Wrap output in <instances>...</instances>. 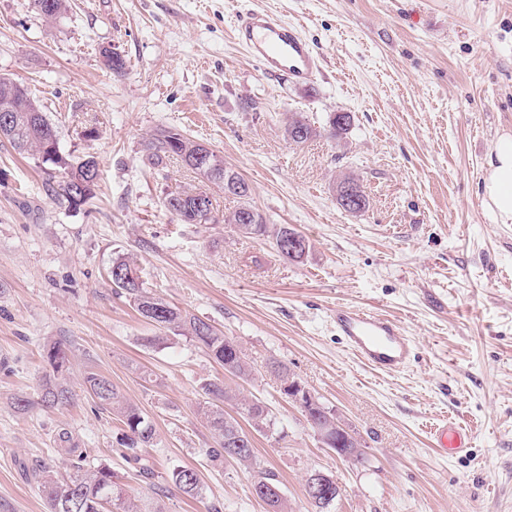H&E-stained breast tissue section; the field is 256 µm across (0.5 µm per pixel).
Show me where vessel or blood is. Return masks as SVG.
Masks as SVG:
<instances>
[{
	"label": "vessel or blood",
	"mask_w": 512,
	"mask_h": 512,
	"mask_svg": "<svg viewBox=\"0 0 512 512\" xmlns=\"http://www.w3.org/2000/svg\"><path fill=\"white\" fill-rule=\"evenodd\" d=\"M236 38L251 60L268 77H286L299 86L311 84L322 71V59L298 24L258 8L238 12ZM336 331L357 358L368 367L396 373L415 355L410 336L392 319L360 307H337L333 314ZM435 445L454 454L467 447L468 437L456 424L446 423L435 431Z\"/></svg>",
	"instance_id": "1"
}]
</instances>
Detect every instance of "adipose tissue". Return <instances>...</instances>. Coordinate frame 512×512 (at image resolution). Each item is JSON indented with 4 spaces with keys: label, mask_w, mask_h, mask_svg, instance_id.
I'll use <instances>...</instances> for the list:
<instances>
[{
    "label": "adipose tissue",
    "mask_w": 512,
    "mask_h": 512,
    "mask_svg": "<svg viewBox=\"0 0 512 512\" xmlns=\"http://www.w3.org/2000/svg\"><path fill=\"white\" fill-rule=\"evenodd\" d=\"M483 202L502 222L512 221V133L501 134L483 179Z\"/></svg>",
    "instance_id": "1"
}]
</instances>
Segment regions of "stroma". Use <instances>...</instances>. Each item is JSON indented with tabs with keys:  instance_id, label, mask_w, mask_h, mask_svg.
Returning a JSON list of instances; mask_svg holds the SVG:
<instances>
[{
	"instance_id": "35a3bbf8",
	"label": "stroma",
	"mask_w": 512,
	"mask_h": 512,
	"mask_svg": "<svg viewBox=\"0 0 512 512\" xmlns=\"http://www.w3.org/2000/svg\"><path fill=\"white\" fill-rule=\"evenodd\" d=\"M46 22L32 0H0V77L30 90L61 153L97 162L79 209L64 173L0 141V512H46L31 468L68 475V432L88 462L112 468L140 512H266L257 473L273 475L288 512H312L305 480L333 474L331 512H512V223L485 207L498 135L512 132V0H69ZM301 24L322 58L314 84L265 77L233 38L245 6ZM112 49L123 74L104 64ZM301 112L316 128L346 112L340 138L290 143ZM177 128L224 157L268 223L302 233V261L228 224L238 197L210 187L213 224H180L171 193L196 185L181 161L152 168L147 141ZM369 197L350 213L336 182ZM133 257L144 287L234 339L251 366L225 372L189 336L159 332L109 278ZM394 319L417 346L405 371L379 374L336 333L337 306ZM71 345L69 405L19 410L46 374L44 349ZM331 410L361 461L339 458L282 391L275 366ZM110 378L155 429L142 476L116 442L123 424L83 386ZM263 402L256 465L209 461L198 413L205 383ZM471 436L436 450L442 421ZM195 468L192 498L170 481ZM345 187H350L351 189L356 190L358 193L357 195L361 201L356 196H348L347 193H351V190H346L344 192V199L342 202L346 206L350 205L353 208L356 207L355 203L362 204V206L358 204V207H356L355 209H347L344 207L343 203L340 201L341 197H339L338 201H339L340 206L345 211L350 212V213H359V212L364 211L368 207L369 201H368V198H367L365 192L362 190L361 186L357 183V181L353 177L345 176L338 182V184L336 186V192L339 193V191Z\"/></svg>"
}]
</instances>
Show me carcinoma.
I'll list each match as a JSON object with an SVG mask.
<instances>
[{
	"label": "carcinoma",
	"instance_id": "cac0c4a2",
	"mask_svg": "<svg viewBox=\"0 0 512 512\" xmlns=\"http://www.w3.org/2000/svg\"><path fill=\"white\" fill-rule=\"evenodd\" d=\"M34 6L46 21L51 22L63 15L67 10L66 0H34ZM304 131L299 143L303 144L320 134L308 118L301 112L293 113L285 128L287 137H292L293 130ZM0 139L6 140L19 154L42 155L44 148L49 144H57L56 130L47 120L37 100L30 96L28 91L16 82L0 77ZM197 141L188 137L176 128H160L148 139V158L150 164L161 165L164 160L175 157L182 162L188 161L195 151ZM50 164L64 171V180L61 184V197L74 209L79 208L93 197L97 186L98 173H93L91 182L84 187L74 190L70 185L77 172L82 168H97L96 162L90 158L70 160L59 156L50 161ZM197 178L224 190V192L243 199V203L227 219V223L237 225L239 231L255 237H270L273 239L275 251L278 256L289 262H299L303 255L296 257L288 254V237L297 234V231L281 226L274 230L269 229L264 215L247 202L251 190L249 184L232 170L224 168V158L215 152H210L206 166L199 168L188 165ZM350 187L357 191L362 205L353 209V212L364 211L369 201L365 192L360 189L357 181L349 176L342 178L336 190ZM168 212L182 224H212L216 222L212 196L197 188H187L181 192L169 195L165 201ZM253 217L252 223L240 224L238 219L243 214ZM112 285L121 290L135 306L137 312L151 322L159 330L180 332L185 330L209 355L224 367V371L238 377H245L251 373L250 366L244 360L242 352L233 339L217 331L208 322L182 312L179 308L160 297L148 294L144 290L140 271L134 263L125 259H116L110 270ZM45 361L49 367L42 385L38 404L45 408H56L69 404L73 399L72 391L60 382L70 366V349L66 342L60 340L49 345L45 351ZM87 391L97 399L99 405L120 417L124 430L117 443L132 451L133 460L140 465V469L151 473L149 460L135 449L143 448L153 442L155 429L151 422L135 404L129 402L123 394L112 384V381L93 371L84 376ZM211 401L200 409L210 430L216 439V447L204 450V455L211 461L221 457H231L239 462H249L253 459V440L251 435L240 425L237 416H242L253 426H260L267 422V407L260 401L239 398L226 386L210 382L205 384ZM232 402L237 408V415L233 416L224 411V403ZM301 411L313 430H324L329 442L326 446L332 449L353 448L355 452L350 458H359L356 451L358 442L350 433L336 432V418L329 416V411L321 402L306 404ZM73 455V473L66 477H57L50 467L41 466V478L38 488L46 504L47 512H135L123 486L114 480L112 468L106 465L97 467H84L86 457L76 449H68ZM172 483L184 494L192 497L201 495V486L198 472L193 467L180 466L171 472ZM256 481L262 483L266 492L259 496L270 509V512H285L286 504L279 487L273 478L267 474H258ZM325 492L323 495L310 500L315 512H329V508L336 500L338 493L336 480L331 474H326Z\"/></svg>",
	"mask_w": 512,
	"mask_h": 512
}]
</instances>
